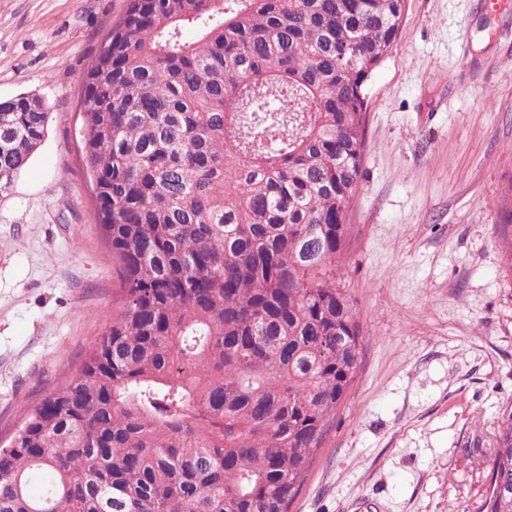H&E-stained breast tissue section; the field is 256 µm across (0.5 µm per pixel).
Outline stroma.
<instances>
[{
	"label": "stroma",
	"mask_w": 512,
	"mask_h": 512,
	"mask_svg": "<svg viewBox=\"0 0 512 512\" xmlns=\"http://www.w3.org/2000/svg\"><path fill=\"white\" fill-rule=\"evenodd\" d=\"M125 0H0V102L47 135L0 195V442L107 329L119 274L83 173L82 80ZM342 286L360 367L290 512H481L512 410V0H406L366 86Z\"/></svg>",
	"instance_id": "35a3bbf8"
}]
</instances>
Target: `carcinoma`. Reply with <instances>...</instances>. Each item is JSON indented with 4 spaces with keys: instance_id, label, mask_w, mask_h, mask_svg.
<instances>
[{
    "instance_id": "1",
    "label": "carcinoma",
    "mask_w": 512,
    "mask_h": 512,
    "mask_svg": "<svg viewBox=\"0 0 512 512\" xmlns=\"http://www.w3.org/2000/svg\"><path fill=\"white\" fill-rule=\"evenodd\" d=\"M405 8L128 0L82 87L119 303L0 451V512H288L359 366L336 259L362 170L364 78ZM47 118L33 96L0 103V195ZM490 478L506 496L482 512H512V412Z\"/></svg>"
}]
</instances>
